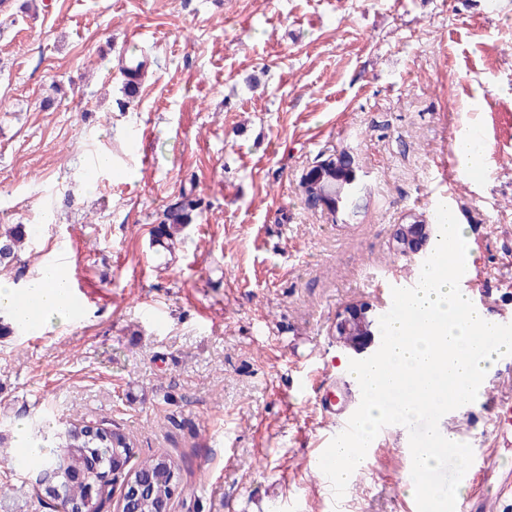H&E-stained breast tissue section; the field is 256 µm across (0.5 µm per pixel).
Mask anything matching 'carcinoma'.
<instances>
[{
	"label": "carcinoma",
	"mask_w": 512,
	"mask_h": 512,
	"mask_svg": "<svg viewBox=\"0 0 512 512\" xmlns=\"http://www.w3.org/2000/svg\"><path fill=\"white\" fill-rule=\"evenodd\" d=\"M362 187L353 183L342 188L336 197L338 207L354 211L361 199ZM200 209V200L182 194L181 201L165 210L157 228L160 236L168 241L167 247L174 248V241L185 225L192 223L193 213ZM29 241V234L23 224H13L0 232V267L6 268L20 260L19 251ZM32 440L39 447L49 449V453L37 457L31 465L15 459L13 468L37 471L38 489L36 499L41 507L52 510L57 506H83L91 488L99 484L100 470L94 463L106 467L117 455L124 460L134 456V448L129 437L119 428L101 427L75 419L62 427L39 430L32 433ZM81 469L78 480L69 472ZM180 472L178 464L168 454H153L143 458L136 467L126 473L132 479L151 476L153 483L134 502L139 512H152L154 502L169 497L168 475Z\"/></svg>",
	"instance_id": "1"
}]
</instances>
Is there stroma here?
<instances>
[{"mask_svg":"<svg viewBox=\"0 0 512 512\" xmlns=\"http://www.w3.org/2000/svg\"><path fill=\"white\" fill-rule=\"evenodd\" d=\"M147 29L136 97L124 93L130 28ZM490 143L466 183L452 151L465 118ZM140 129L142 152H130ZM345 151L367 189L357 216L311 207L300 182ZM194 189L183 244L157 220ZM454 192L476 287L512 322V0H0V225L32 244L0 276L48 262L82 305L0 336V473L18 423L117 426L136 457L170 454L172 512H409L405 438L335 499L315 462L328 445L322 375L357 393L352 350L331 335L416 261L396 225ZM489 403L444 415L476 463L465 512H512V355Z\"/></svg>","mask_w":512,"mask_h":512,"instance_id":"1","label":"stroma"}]
</instances>
